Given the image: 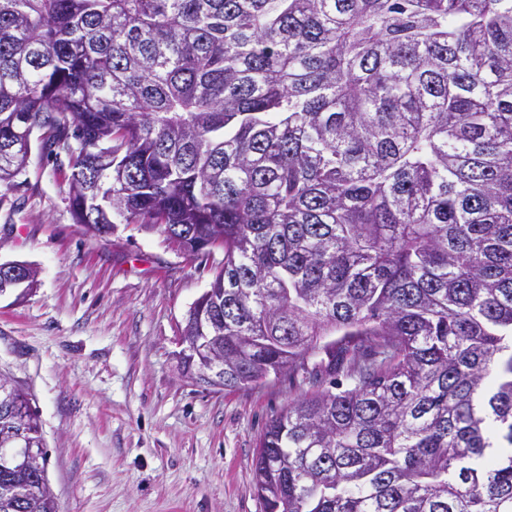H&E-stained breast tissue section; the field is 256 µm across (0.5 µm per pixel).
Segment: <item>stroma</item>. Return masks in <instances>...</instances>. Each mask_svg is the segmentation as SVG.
<instances>
[{"instance_id":"stroma-1","label":"stroma","mask_w":512,"mask_h":512,"mask_svg":"<svg viewBox=\"0 0 512 512\" xmlns=\"http://www.w3.org/2000/svg\"><path fill=\"white\" fill-rule=\"evenodd\" d=\"M70 174L35 148L0 187V262L37 272L24 295L0 296V375L30 395L59 512H265L260 436L299 387L198 385L180 357L223 250L192 256L121 219L89 236L72 218Z\"/></svg>"}]
</instances>
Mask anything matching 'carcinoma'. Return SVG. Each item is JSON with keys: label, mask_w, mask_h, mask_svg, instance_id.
<instances>
[{"label": "carcinoma", "mask_w": 512, "mask_h": 512, "mask_svg": "<svg viewBox=\"0 0 512 512\" xmlns=\"http://www.w3.org/2000/svg\"><path fill=\"white\" fill-rule=\"evenodd\" d=\"M37 131L85 233L224 249L183 335L304 388L266 512H512V0H0L1 185ZM0 512L58 509L18 459Z\"/></svg>", "instance_id": "1"}]
</instances>
